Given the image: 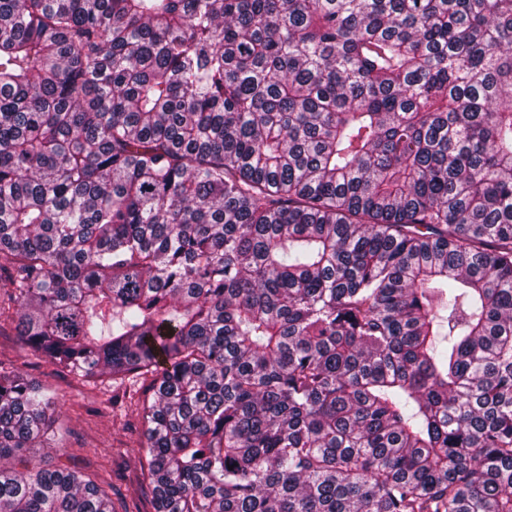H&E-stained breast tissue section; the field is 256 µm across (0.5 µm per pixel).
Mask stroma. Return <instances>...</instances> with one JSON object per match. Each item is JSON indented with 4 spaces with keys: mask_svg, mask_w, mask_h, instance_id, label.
<instances>
[{
    "mask_svg": "<svg viewBox=\"0 0 512 512\" xmlns=\"http://www.w3.org/2000/svg\"><path fill=\"white\" fill-rule=\"evenodd\" d=\"M0 366L17 370L52 390L58 399V430L51 447L33 455L46 468L85 473L108 492L117 512H152L137 454L141 423L137 402L147 384L128 385L122 404L109 378L86 379L25 350L12 324H0Z\"/></svg>",
    "mask_w": 512,
    "mask_h": 512,
    "instance_id": "35a3bbf8",
    "label": "stroma"
}]
</instances>
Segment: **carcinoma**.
<instances>
[{"instance_id":"carcinoma-1","label":"carcinoma","mask_w":512,"mask_h":512,"mask_svg":"<svg viewBox=\"0 0 512 512\" xmlns=\"http://www.w3.org/2000/svg\"><path fill=\"white\" fill-rule=\"evenodd\" d=\"M151 377L153 512H512V0H0V322ZM0 512H117L27 455Z\"/></svg>"}]
</instances>
